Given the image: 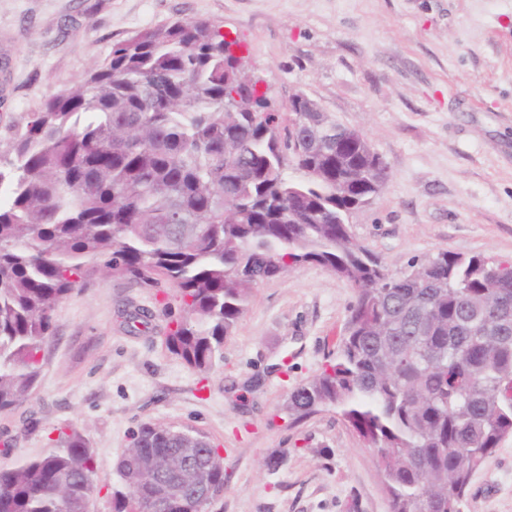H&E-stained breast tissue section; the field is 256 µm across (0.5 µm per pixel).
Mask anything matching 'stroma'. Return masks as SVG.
<instances>
[{
  "mask_svg": "<svg viewBox=\"0 0 512 512\" xmlns=\"http://www.w3.org/2000/svg\"><path fill=\"white\" fill-rule=\"evenodd\" d=\"M238 37L244 68L285 111L294 94L358 129L387 186L348 217L395 276L440 252L512 262V0H0V116L78 86L115 43L177 20ZM170 283L97 274L55 312L29 399L0 414L12 457L48 454L78 429L111 512L133 432H203L224 458L211 512H389L376 455L332 410L294 421L289 391L346 333L353 292L315 263L251 292L200 375L165 343ZM147 314L132 325V312ZM463 512H512V437L472 477Z\"/></svg>",
  "mask_w": 512,
  "mask_h": 512,
  "instance_id": "35a3bbf8",
  "label": "stroma"
}]
</instances>
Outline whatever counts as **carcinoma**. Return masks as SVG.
<instances>
[{
  "label": "carcinoma",
  "instance_id": "cac0c4a2",
  "mask_svg": "<svg viewBox=\"0 0 512 512\" xmlns=\"http://www.w3.org/2000/svg\"><path fill=\"white\" fill-rule=\"evenodd\" d=\"M233 44L205 20L140 31L82 85L0 125V413L30 396L58 304L94 274L171 283L181 315L166 346L205 374L252 288L318 263L353 290L350 332L288 411L335 410L377 452L390 512H462L472 474L512 436V263L440 252L423 280L387 275L348 223L387 163L325 112L267 111ZM234 93L240 109L225 105ZM186 448L222 493L205 434L145 424L112 512L155 493L148 458L175 467ZM99 492L74 428L44 457L0 464V512H83Z\"/></svg>",
  "mask_w": 512,
  "mask_h": 512
}]
</instances>
